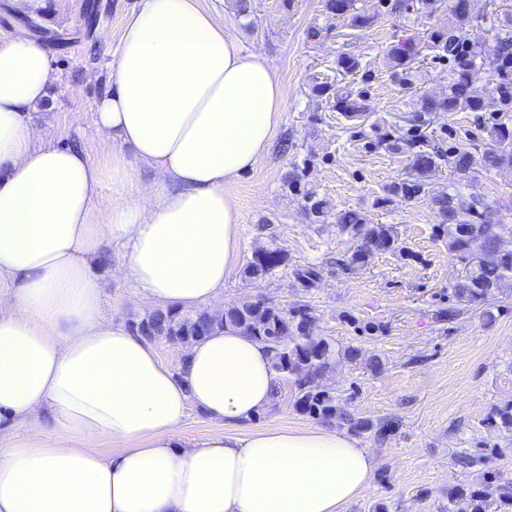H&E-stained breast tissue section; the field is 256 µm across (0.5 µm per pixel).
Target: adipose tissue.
Masks as SVG:
<instances>
[{
  "instance_id": "obj_1",
  "label": "adipose tissue",
  "mask_w": 512,
  "mask_h": 512,
  "mask_svg": "<svg viewBox=\"0 0 512 512\" xmlns=\"http://www.w3.org/2000/svg\"><path fill=\"white\" fill-rule=\"evenodd\" d=\"M55 80L31 34L0 39V512H346L375 459L334 428H252L281 387L264 345L218 331L171 371L105 310L89 265L118 242L149 310H223L241 224L224 187L283 119L267 56L200 0H139L95 105L100 161L31 123ZM191 407L223 431L183 437Z\"/></svg>"
}]
</instances>
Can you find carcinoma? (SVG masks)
<instances>
[{"label":"carcinoma","mask_w":512,"mask_h":512,"mask_svg":"<svg viewBox=\"0 0 512 512\" xmlns=\"http://www.w3.org/2000/svg\"><path fill=\"white\" fill-rule=\"evenodd\" d=\"M357 0H325L326 11L349 18L350 26L366 28L376 18L367 9L356 7ZM466 0H448V28L431 33L428 48L432 58L446 59L451 64L452 77L447 93L441 97L427 94L416 101V120L437 112H487L491 118L488 129L490 142L484 147L460 143L443 152L440 141L420 139L413 135L406 139L389 134L380 138L391 150L405 148L411 153L413 175L394 181L372 203L375 209H385L393 198L405 200L426 197L430 201L438 224L434 233L448 240V251L464 264L462 275L448 286L452 303L438 312L452 321L467 312L469 307L485 304L494 299L505 287L512 285V249L506 250V239L512 240V224L503 222L504 211L512 203L482 193H472L469 201L462 199L461 190L471 186L475 174L489 175L504 167L512 168V126L507 117L512 112V12L499 16L502 5L488 0L492 41L486 46L466 44L464 33L473 16L467 10ZM419 57L414 42L393 47L387 55L390 68L409 75L412 64ZM491 69L495 85L491 90L478 87L481 73ZM320 96H332L336 110L349 120L364 117L365 105L360 97L343 88L328 84L315 87ZM448 161L450 179L448 190L430 189L428 177L439 160ZM303 174L289 173L288 188L301 196L305 214L315 224H334L339 231L358 242L343 267L354 272L365 266L376 253L396 252L398 237L391 224H373L362 210L333 211L331 203L302 182ZM286 262V254L278 247H259L248 259L244 274L249 278L265 277ZM321 276L317 265L298 267L294 271L297 287L308 291ZM316 316L306 303L289 308L276 307L261 298H245L224 308V312L208 316L157 311L129 321L130 326L147 339L165 338L189 346L216 330L235 329L262 343L271 356L274 370L282 385L290 388L294 406L299 411L325 421L338 419L347 423L355 434L372 433L377 441L387 437L388 426L367 419H354L330 391L318 385V379L336 372L343 363L356 361L361 352L356 346L342 350L327 339L313 335ZM487 424L502 428L512 442V399L501 402L486 418ZM487 495L466 491L460 487L448 495L444 512H512V493L499 494V503L489 510Z\"/></svg>","instance_id":"1"}]
</instances>
